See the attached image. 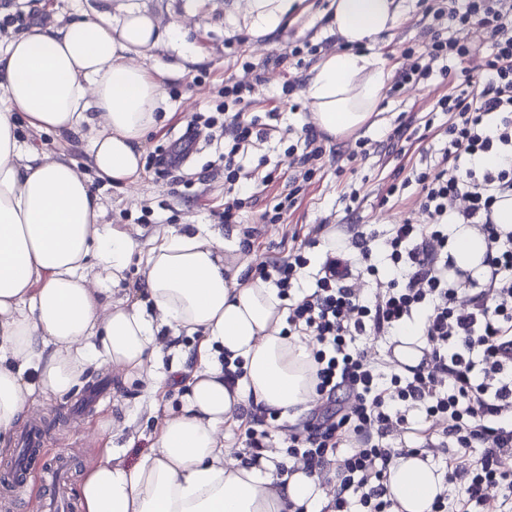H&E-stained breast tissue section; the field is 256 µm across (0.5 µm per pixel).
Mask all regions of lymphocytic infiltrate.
Instances as JSON below:
<instances>
[{
    "label": "lymphocytic infiltrate",
    "instance_id": "f902f5d3",
    "mask_svg": "<svg viewBox=\"0 0 512 512\" xmlns=\"http://www.w3.org/2000/svg\"><path fill=\"white\" fill-rule=\"evenodd\" d=\"M475 29L462 40L442 27L443 18ZM428 51L404 48L390 90L399 92L433 75L449 91L434 104L447 116L448 139L437 164L410 168L388 196L417 185L419 219L386 231L384 245L405 281L379 279L371 262L372 237L354 232L353 261L327 253L316 286L297 300L289 295L307 260L302 254L261 270L280 297L289 299V333L312 337L317 348L316 391L321 403L290 426L288 447L277 465L291 473L302 465L337 492L321 512H392L385 482L393 458L443 455L445 481L457 498L436 496L432 512H512V230L491 218L503 195L512 196V0H448L434 10ZM257 84L226 79L224 97L235 111L224 119L233 149L264 140L271 126L261 116L243 120L256 101ZM495 154L506 165L476 168L472 159ZM470 224L488 246L485 273L455 269L448 254V222ZM376 279L367 294L353 285ZM423 317L418 365L378 362L359 350L360 336H381ZM423 412L425 428L412 429L411 411ZM475 455L471 468L457 457Z\"/></svg>",
    "mask_w": 512,
    "mask_h": 512
}]
</instances>
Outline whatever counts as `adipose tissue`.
<instances>
[{"label":"adipose tissue","mask_w":512,"mask_h":512,"mask_svg":"<svg viewBox=\"0 0 512 512\" xmlns=\"http://www.w3.org/2000/svg\"><path fill=\"white\" fill-rule=\"evenodd\" d=\"M397 0H336L333 25L346 44L395 27ZM181 23L159 29L153 16L112 0L66 25L34 26L0 49V447H7L34 395H61L90 368L112 365L144 376L152 394L174 372L154 368L160 334H200V364L178 413L162 422L151 451L131 466L103 455L78 486L81 512H320L331 498L317 477L279 475L278 451L259 464L226 458L224 426L256 404L295 421L318 397L309 339L288 336L286 308L272 282L243 279L237 245L208 225L172 232L145 254L105 224L91 181L67 158L25 149L20 124L89 140V163L113 185H134L143 147L163 102L158 78L139 58ZM393 74L379 55L336 52L310 76L311 119L332 138L364 127ZM458 266L487 250L472 227H448ZM137 296L117 292L132 263ZM242 362L235 386L225 359ZM387 496L395 512H431L443 475L431 460L396 458Z\"/></svg>","instance_id":"ef3b65f1"}]
</instances>
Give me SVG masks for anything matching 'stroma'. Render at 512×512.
<instances>
[{"label":"stroma","mask_w":512,"mask_h":512,"mask_svg":"<svg viewBox=\"0 0 512 512\" xmlns=\"http://www.w3.org/2000/svg\"><path fill=\"white\" fill-rule=\"evenodd\" d=\"M92 0H0V6L13 5L12 13L0 16V44L31 23L63 25L75 18L78 9ZM135 4L154 15L160 25L180 22L184 40L162 42L147 52L146 66L165 71V99L156 127L148 134L146 153L167 148L181 135L192 115L215 111L222 101L224 80L233 77L250 80L261 76L263 83L251 114L264 115L277 110L276 131L271 139L248 151L242 159L245 169L259 175H271L268 187L255 202L246 204L235 223H221L217 216L224 202V169L217 158L224 151L221 137L200 140L196 152L180 169L167 175L145 166L140 183L126 188L96 181L104 207V223L125 230L140 248H149L154 238L170 231L184 230L189 224H209L224 237L242 244L250 272H258L268 262L283 259L299 251L307 257L308 277L297 281L292 296H300L314 286L312 278L325 252L328 234L345 235L347 223L361 230H384L408 218H418L416 188L382 202L386 187L402 165H417L421 160H438L445 139L428 134L421 141L400 140L398 152H388V137L400 124L411 123L423 131L428 119L443 123L444 115H431L433 104L447 91L440 80L410 87L393 97H383L371 126L357 135L325 141L326 154L311 182L303 185L300 201L282 224H265L261 215L274 196L287 191V180L296 168L297 156L290 153L308 122L305 84L316 58L306 57L302 67L291 63L274 65L272 57L285 51L288 44L305 38L321 44L323 54L345 51L346 46L333 34L334 0H302L298 9L283 24L266 36L255 35L245 0H112L113 16H121L128 4ZM425 10L423 0H404V13L397 28L357 46V53H375L388 68H396L400 50L424 42ZM240 41L229 44L231 36ZM289 80L299 86L284 96L282 86ZM25 145L37 152L64 154L82 173H89L87 141L62 139L54 134L21 128ZM375 144L373 154L356 151L357 139ZM359 190L362 202L354 217H347L344 193ZM256 228L253 238H245V228ZM89 381L104 380L105 390L95 407L80 418L71 410L83 392L75 386L63 396L39 398L31 406L48 426L44 445L63 448L74 458L66 485V495L76 498L81 473L106 452L117 453L125 464L136 463L149 452L163 419L181 407L182 383L172 385L156 397H148L145 382L125 376L105 365L88 376Z\"/></svg>","instance_id":"1"}]
</instances>
